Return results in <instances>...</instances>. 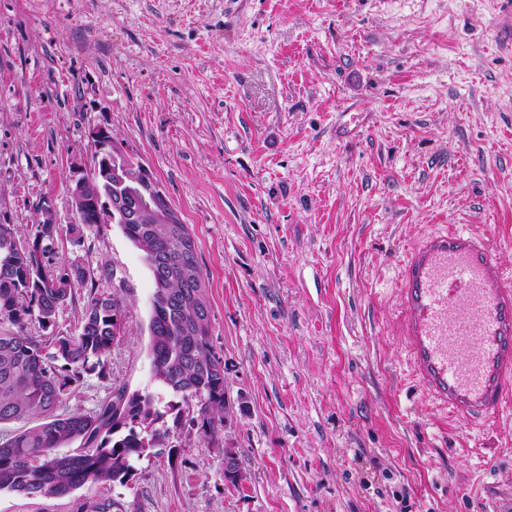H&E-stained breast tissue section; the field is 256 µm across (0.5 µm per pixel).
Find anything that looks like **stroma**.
Segmentation results:
<instances>
[{
  "label": "stroma",
  "mask_w": 512,
  "mask_h": 512,
  "mask_svg": "<svg viewBox=\"0 0 512 512\" xmlns=\"http://www.w3.org/2000/svg\"><path fill=\"white\" fill-rule=\"evenodd\" d=\"M148 165L197 246L230 412L125 483L0 491V512H512L501 454L425 400L397 334L399 261L471 224L512 265V21L500 0H0V224L58 227L123 328L62 411L167 403L154 284L116 224L69 233L93 134ZM240 478H224V453Z\"/></svg>",
  "instance_id": "stroma-1"
}]
</instances>
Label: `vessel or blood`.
<instances>
[{
  "mask_svg": "<svg viewBox=\"0 0 512 512\" xmlns=\"http://www.w3.org/2000/svg\"><path fill=\"white\" fill-rule=\"evenodd\" d=\"M398 327L421 393L485 425L512 403V267L456 225L404 257Z\"/></svg>",
  "mask_w": 512,
  "mask_h": 512,
  "instance_id": "vessel-or-blood-1",
  "label": "vessel or blood"
}]
</instances>
